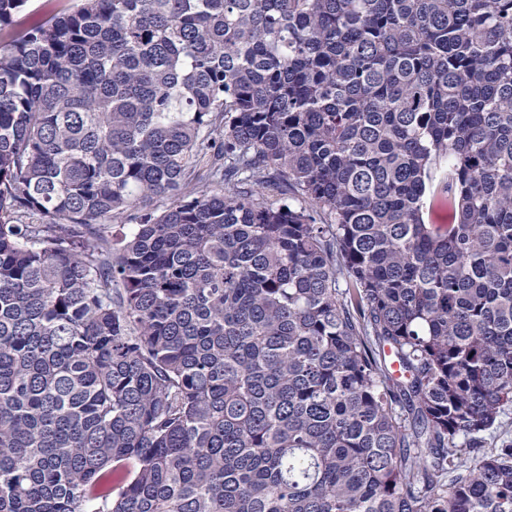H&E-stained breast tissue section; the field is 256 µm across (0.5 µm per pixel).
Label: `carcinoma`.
I'll list each match as a JSON object with an SVG mask.
<instances>
[{
  "label": "carcinoma",
  "instance_id": "obj_1",
  "mask_svg": "<svg viewBox=\"0 0 512 512\" xmlns=\"http://www.w3.org/2000/svg\"><path fill=\"white\" fill-rule=\"evenodd\" d=\"M28 2L0 512H512V0ZM77 3L78 1L76 0H31L28 8L23 13L17 15L15 28L20 30L26 26L28 18L31 16L28 15L29 13H33L34 17L49 15L57 11L73 8ZM424 203V220L427 224H446L448 213L452 211V203L448 193L438 194L435 197L427 195Z\"/></svg>",
  "mask_w": 512,
  "mask_h": 512
}]
</instances>
